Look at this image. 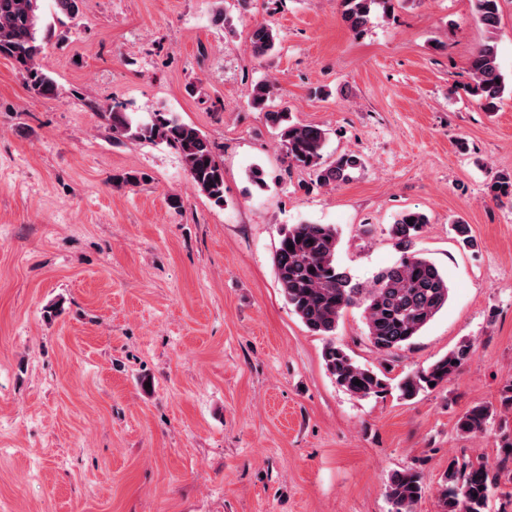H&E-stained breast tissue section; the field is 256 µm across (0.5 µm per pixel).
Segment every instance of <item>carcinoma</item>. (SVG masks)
<instances>
[{
	"label": "carcinoma",
	"instance_id": "carcinoma-1",
	"mask_svg": "<svg viewBox=\"0 0 512 512\" xmlns=\"http://www.w3.org/2000/svg\"><path fill=\"white\" fill-rule=\"evenodd\" d=\"M343 4L344 20L355 32L364 31L374 13L385 15L394 10V0H343ZM473 5L487 38L471 58V83L466 92L477 98L484 111L493 112L507 87L498 63L496 40L500 0H473ZM40 27L38 0H0V56L14 63L34 95L50 98L56 95L57 87L38 63L42 53L37 38ZM276 40L272 24H254L249 34L252 56L258 60L269 56ZM273 90L272 83L259 82L252 89L251 101L255 108L265 111L266 122L279 137L288 161L315 169L317 182L325 187L349 181L362 166L361 158L348 152L331 162L323 161L327 130L293 121L286 107L267 109ZM105 117L115 141L158 139L174 146L193 185L214 206H224V163L199 129L160 113L144 122L115 106ZM488 190L495 200L512 197V174H495ZM426 224L427 216L419 211L409 210L399 216L390 233L401 257L382 269L368 285L353 281L338 264L339 235L335 225L302 222L282 229L274 266L286 302L309 332L328 338L324 350L327 370L338 386L360 399L386 391L387 377L380 370L357 363L332 340L344 313L350 308L361 310L369 343L377 351L390 354L410 346L448 306L451 288L447 275L416 249ZM471 353V345L464 341L434 363L406 376L399 384L401 396L412 399L431 389V382L437 387L448 383ZM494 415L491 406L475 405L459 417L457 429L475 436L486 430ZM510 461L512 433L502 436L501 458L495 462L481 457L450 461L439 490L440 512H486L491 490L503 479L512 483ZM423 493L421 475L413 469L392 473L385 491L391 512H416Z\"/></svg>",
	"mask_w": 512,
	"mask_h": 512
}]
</instances>
